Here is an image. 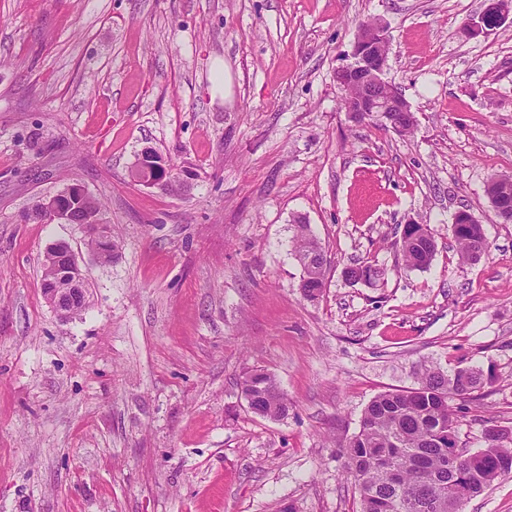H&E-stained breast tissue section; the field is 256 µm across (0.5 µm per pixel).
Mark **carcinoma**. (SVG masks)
<instances>
[{"label":"carcinoma","mask_w":512,"mask_h":512,"mask_svg":"<svg viewBox=\"0 0 512 512\" xmlns=\"http://www.w3.org/2000/svg\"><path fill=\"white\" fill-rule=\"evenodd\" d=\"M70 216L72 224L106 223L101 202L91 195L71 206ZM421 229L420 224L402 228L399 252L411 268L429 267L436 250V243L419 234ZM451 229L461 260L473 261L488 252L483 225L453 224ZM291 243L303 270L301 293L314 300L325 288L326 259L311 225H294ZM382 275L367 262L346 270L348 278L370 284ZM493 382L492 371L476 367H458L446 375L428 370L415 388L375 396L362 413L359 431L342 445L347 473L359 492V512H463L468 499L459 495L461 484L473 498L512 474V448L502 445L494 428L485 432V447L459 450L458 423L449 405ZM242 385L262 416L288 415V398L271 373L251 370Z\"/></svg>","instance_id":"1"}]
</instances>
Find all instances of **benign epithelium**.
<instances>
[{
  "label": "benign epithelium",
  "instance_id": "obj_1",
  "mask_svg": "<svg viewBox=\"0 0 512 512\" xmlns=\"http://www.w3.org/2000/svg\"><path fill=\"white\" fill-rule=\"evenodd\" d=\"M509 18V7L504 0H485L483 10L464 25L470 37L487 34L500 27ZM389 54L388 38L380 24L361 25L353 49L354 62L336 73V82L342 90L351 86L355 95L344 101L351 118L361 120L376 117L385 120L388 112H411V107L398 89L385 78ZM167 166L141 153L135 163L134 175L138 181L152 187H167ZM86 197L85 189L72 184L64 191L43 202L46 220L59 224L69 223L68 204ZM89 248L93 256L112 248L109 227L101 225L91 236ZM56 261L53 279L42 283L43 294L57 314L67 318L86 306V274L65 241L52 245Z\"/></svg>",
  "mask_w": 512,
  "mask_h": 512
}]
</instances>
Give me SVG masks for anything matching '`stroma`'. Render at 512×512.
I'll return each mask as SVG.
<instances>
[{"label": "stroma", "mask_w": 512, "mask_h": 512, "mask_svg": "<svg viewBox=\"0 0 512 512\" xmlns=\"http://www.w3.org/2000/svg\"><path fill=\"white\" fill-rule=\"evenodd\" d=\"M482 4L0 0V512H358L338 446L428 369H493L460 442L493 424L512 447V223L486 194L512 174V23L466 37ZM377 18L406 136L353 120L336 84ZM146 147L187 185L135 182ZM74 183L106 205L111 263L83 226L24 218ZM464 208L490 246L475 262L450 231ZM300 218L327 252L314 301ZM409 222L435 236L423 270L396 244ZM58 241L88 279L67 320L41 290ZM361 262L382 278L347 280ZM252 369L285 419L249 409ZM291 243L292 254L303 270L299 284L301 293L314 300L325 288L326 259L319 252L321 247L311 225L301 220L295 224ZM242 385L244 392L252 397V406L263 417L279 419L288 415V398L271 373L251 370L245 373Z\"/></svg>", "instance_id": "35a3bbf8"}]
</instances>
